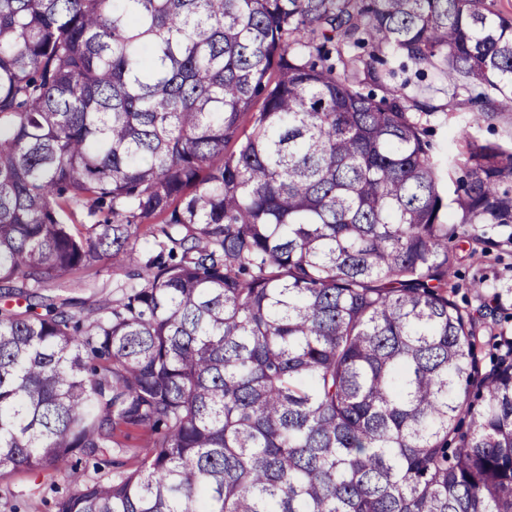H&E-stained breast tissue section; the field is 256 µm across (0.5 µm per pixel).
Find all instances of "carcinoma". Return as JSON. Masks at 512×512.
<instances>
[{"mask_svg":"<svg viewBox=\"0 0 512 512\" xmlns=\"http://www.w3.org/2000/svg\"><path fill=\"white\" fill-rule=\"evenodd\" d=\"M387 49L512 112L484 0H0V478L64 475L54 512H512V345L480 372L448 297V239L512 224V146L430 155ZM104 259L112 302L40 293Z\"/></svg>","mask_w":512,"mask_h":512,"instance_id":"carcinoma-1","label":"carcinoma"}]
</instances>
